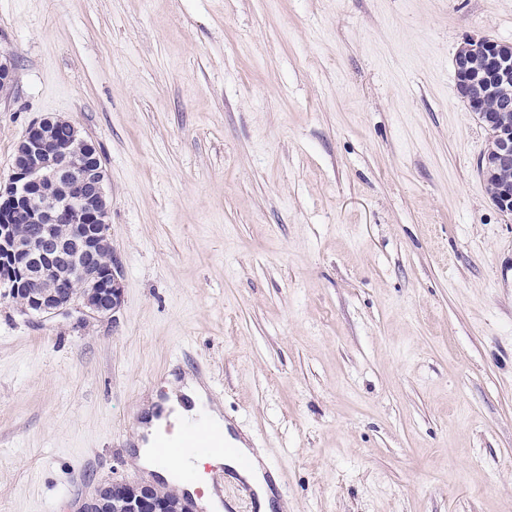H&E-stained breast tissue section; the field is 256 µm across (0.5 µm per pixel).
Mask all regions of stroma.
I'll use <instances>...</instances> for the list:
<instances>
[{"instance_id": "obj_1", "label": "stroma", "mask_w": 512, "mask_h": 512, "mask_svg": "<svg viewBox=\"0 0 512 512\" xmlns=\"http://www.w3.org/2000/svg\"><path fill=\"white\" fill-rule=\"evenodd\" d=\"M512 0H0V184L107 172L115 319L0 297V512H81L204 367L281 512H512V217L457 90Z\"/></svg>"}]
</instances>
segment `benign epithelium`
Returning <instances> with one entry per match:
<instances>
[{"label": "benign epithelium", "mask_w": 512, "mask_h": 512, "mask_svg": "<svg viewBox=\"0 0 512 512\" xmlns=\"http://www.w3.org/2000/svg\"><path fill=\"white\" fill-rule=\"evenodd\" d=\"M466 75L489 73L487 82L465 79L458 85L480 120L493 127L512 112V98L488 102L497 88L512 84V44L468 39L455 58ZM14 80L13 58L0 51V93ZM512 134L498 133V144L480 160L485 183H494V202L512 215ZM105 167L95 141L73 122L47 116L26 130L17 145L8 185L0 188V287L25 314L48 318L79 314V320L113 316L122 286L109 238ZM24 218V226L17 220ZM122 512H167L162 492L150 485L115 480L86 503L96 512L101 495Z\"/></svg>", "instance_id": "obj_1"}]
</instances>
